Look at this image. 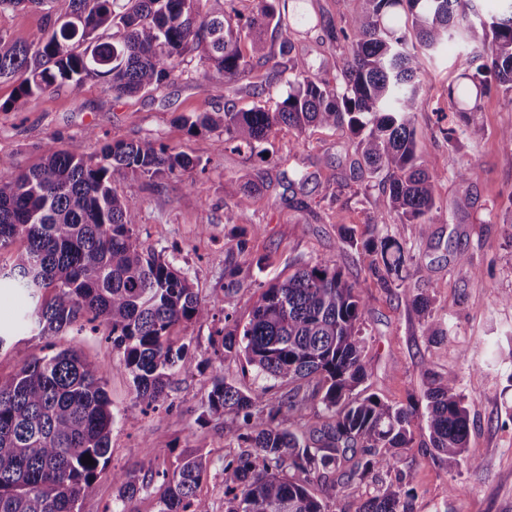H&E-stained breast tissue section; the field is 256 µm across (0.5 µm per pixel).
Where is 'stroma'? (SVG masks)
<instances>
[{
  "label": "stroma",
  "mask_w": 512,
  "mask_h": 512,
  "mask_svg": "<svg viewBox=\"0 0 512 512\" xmlns=\"http://www.w3.org/2000/svg\"><path fill=\"white\" fill-rule=\"evenodd\" d=\"M464 48L461 39L451 40L427 64L424 105L414 124L419 149L438 175L440 209L423 238L413 225H388V233L406 244L413 260L400 287L387 291L375 288L362 257L338 238L342 223L357 234L368 233L371 209L366 199L378 193L371 181L361 178L342 187L340 198L331 195L328 176L348 174L354 158L348 131L283 127L266 160L248 161L225 151L222 134H192L178 121L182 114L223 111L228 102L250 108L261 101L263 90L280 87L284 75L279 65L267 64L228 83L194 61L188 74L120 99L101 80L39 94L27 111H0V172L28 168L50 142L91 153L100 141L148 138L199 160L206 173L191 171L171 180L132 175L119 185V192L139 204V242L184 270L201 299L235 311L243 320L259 281L290 272L296 258L335 260L356 282L365 306L362 334L369 376L359 393L416 409L410 427L413 444L401 465L413 477V512H512V305L502 302L512 295V237L503 224L512 215L507 202L512 142L501 135L512 126V106L495 92L482 97L477 127L448 147L438 128L456 121L448 107V89L460 81L455 62ZM91 131L97 141L88 140ZM450 164L455 167L451 175L445 172ZM248 179L262 189L247 226L248 251L241 260L238 290L228 295L224 259L236 237L224 222V204ZM460 251L470 257L471 270L457 265ZM261 257L269 260L262 270L255 265ZM420 292L430 297L433 315L445 321L447 342L431 344L423 336L421 317L411 303ZM30 312L24 294L0 288V332L10 337L0 348L1 378L13 375L24 359L73 343L107 371L106 391L115 416L112 455L98 469L95 491L78 502L77 512H112L114 471L148 464L171 471L190 452L207 462L199 498L213 512H224V461L237 448L225 439L221 421L200 419L213 378L206 361L220 321L209 318L176 328L189 346L187 360L175 371L167 403L138 413L131 379L118 369L119 353L105 330L46 339L27 328ZM425 365L457 379L470 419L467 454L477 458L479 468L432 459L422 398Z\"/></svg>",
  "instance_id": "stroma-1"
}]
</instances>
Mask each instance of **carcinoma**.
Masks as SVG:
<instances>
[{
	"mask_svg": "<svg viewBox=\"0 0 512 512\" xmlns=\"http://www.w3.org/2000/svg\"><path fill=\"white\" fill-rule=\"evenodd\" d=\"M55 0H0V14L21 5L43 12L45 24L19 41L0 31V78H16L14 97L1 112H23L47 90L103 79L116 97L158 87L174 72L185 73L190 53L224 82L236 81L279 57L288 76L271 109L224 105L222 112L183 117L188 131L224 133V149L248 160H265L282 125L343 128L354 137L358 159L352 178L365 174L380 195L369 201L374 225L412 224L429 234L438 210L431 174L418 149L413 115L421 110L426 70L417 47L436 53L449 40L475 32L473 0H360L347 24L320 23L321 43L345 56L335 83L308 76L296 55L295 35L314 30L311 19L289 0L276 7L257 0L255 13L241 22L236 0H69L58 15ZM479 20L481 42L458 58L464 84L448 89V100L463 126L478 122V104L492 90L512 105V0ZM415 38H410V35ZM270 39H265V36ZM461 126V127H463ZM461 127L441 126L454 147ZM198 166L161 142L117 140L96 154L47 145L40 161L0 174V249L20 243L0 282L24 290L32 301L30 324L41 336L81 331L103 324L120 352L119 368L130 376L136 398L151 405L165 400L172 371L186 344L172 332L213 316L211 304L195 292L187 273L144 247L135 233L138 202L118 192L129 174L163 179ZM260 191L244 182L224 204V223L247 224ZM343 243L370 258L368 270L380 288H394L413 256L397 237L352 229ZM247 252L240 239L224 260L229 285ZM246 322L224 311L220 356L239 359L268 384L243 390L215 371L206 412L224 418V437L243 449L224 460V512H328L339 486L376 481L398 472L397 488L366 499L358 512H413L412 475L398 471L413 444V411L374 394L355 396L368 377L365 306L355 283L325 260L301 263L292 273L257 284ZM412 304L422 314V332L432 342L448 336L433 317L429 297ZM106 370L70 346L22 361L0 377V512H76L77 502L95 490L99 466L111 457L115 417L105 390ZM315 378L299 396L294 384ZM433 458L470 468L465 456L469 413L457 379L421 368ZM277 385L288 393L268 397ZM322 410L304 432L310 404ZM89 456L94 464L83 463ZM206 460L185 455L168 473L153 467L119 471L116 501L125 502L162 478L158 512H210L196 490ZM320 475V494L308 486Z\"/></svg>",
	"mask_w": 512,
	"mask_h": 512,
	"instance_id": "carcinoma-1",
	"label": "carcinoma"
}]
</instances>
